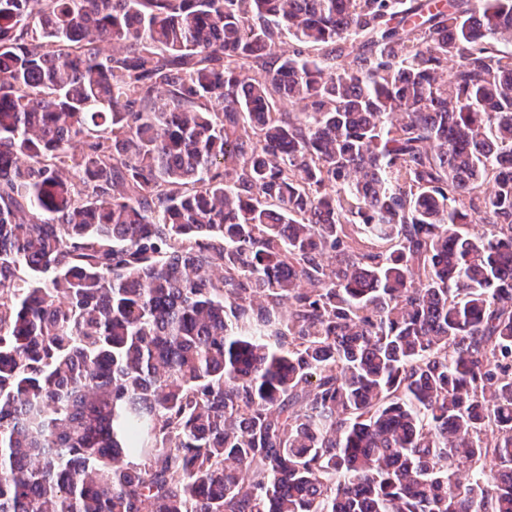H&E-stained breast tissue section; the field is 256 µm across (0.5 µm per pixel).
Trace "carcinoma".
Returning a JSON list of instances; mask_svg holds the SVG:
<instances>
[{
  "label": "carcinoma",
  "mask_w": 512,
  "mask_h": 512,
  "mask_svg": "<svg viewBox=\"0 0 512 512\" xmlns=\"http://www.w3.org/2000/svg\"><path fill=\"white\" fill-rule=\"evenodd\" d=\"M505 42L512 0H0V512H512Z\"/></svg>",
  "instance_id": "obj_1"
}]
</instances>
